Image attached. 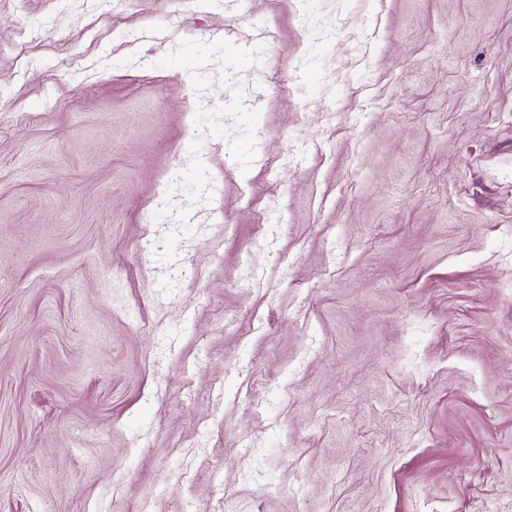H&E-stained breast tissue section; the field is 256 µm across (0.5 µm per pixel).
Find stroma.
I'll return each mask as SVG.
<instances>
[{
	"label": "stroma",
	"instance_id": "1",
	"mask_svg": "<svg viewBox=\"0 0 512 512\" xmlns=\"http://www.w3.org/2000/svg\"><path fill=\"white\" fill-rule=\"evenodd\" d=\"M0 512H512V0H0Z\"/></svg>",
	"mask_w": 512,
	"mask_h": 512
}]
</instances>
